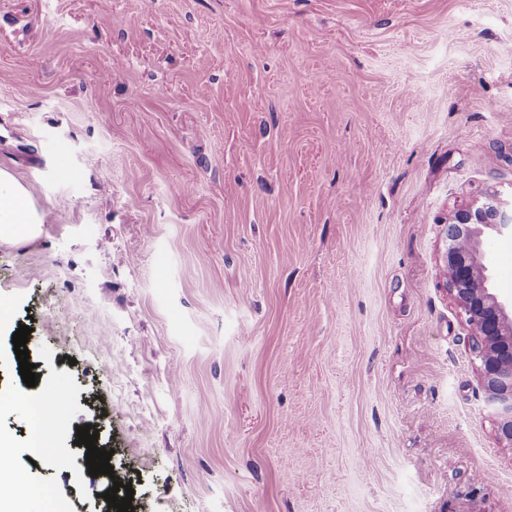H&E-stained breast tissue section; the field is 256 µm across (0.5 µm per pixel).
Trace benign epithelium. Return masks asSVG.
<instances>
[{
    "mask_svg": "<svg viewBox=\"0 0 512 512\" xmlns=\"http://www.w3.org/2000/svg\"><path fill=\"white\" fill-rule=\"evenodd\" d=\"M512 234V212L497 193L457 210L448 222V292L467 316L487 403L498 410L499 439L512 446V320L488 292L478 237L482 227Z\"/></svg>",
    "mask_w": 512,
    "mask_h": 512,
    "instance_id": "benign-epithelium-1",
    "label": "benign epithelium"
}]
</instances>
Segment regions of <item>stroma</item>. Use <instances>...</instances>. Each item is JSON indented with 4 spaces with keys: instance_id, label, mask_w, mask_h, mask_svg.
<instances>
[{
    "instance_id": "1",
    "label": "stroma",
    "mask_w": 512,
    "mask_h": 512,
    "mask_svg": "<svg viewBox=\"0 0 512 512\" xmlns=\"http://www.w3.org/2000/svg\"><path fill=\"white\" fill-rule=\"evenodd\" d=\"M0 171L41 226L0 394L32 323L66 453L0 428L68 512H512L445 275L453 212L512 204V0H0Z\"/></svg>"
}]
</instances>
